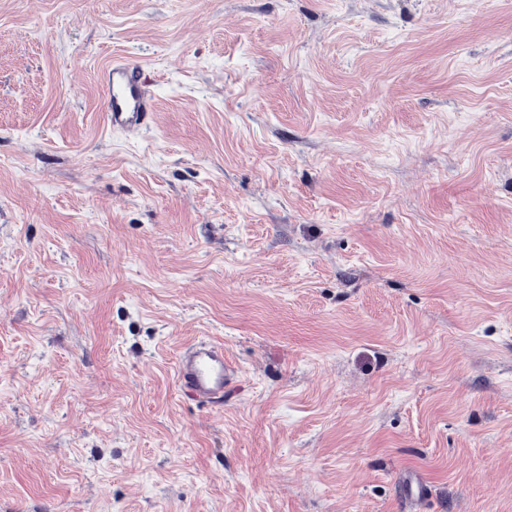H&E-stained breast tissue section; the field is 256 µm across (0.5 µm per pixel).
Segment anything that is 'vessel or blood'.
Listing matches in <instances>:
<instances>
[{
  "instance_id": "b4317fda",
  "label": "vessel or blood",
  "mask_w": 512,
  "mask_h": 512,
  "mask_svg": "<svg viewBox=\"0 0 512 512\" xmlns=\"http://www.w3.org/2000/svg\"><path fill=\"white\" fill-rule=\"evenodd\" d=\"M109 102L107 120L111 127L138 131L147 124L148 103L141 90L137 70L115 59L102 69ZM238 375L224 356L223 346L199 343L188 348L176 365L180 389L202 401L223 396L226 386Z\"/></svg>"
}]
</instances>
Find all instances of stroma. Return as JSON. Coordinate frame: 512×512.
I'll return each mask as SVG.
<instances>
[{"label": "stroma", "mask_w": 512, "mask_h": 512, "mask_svg": "<svg viewBox=\"0 0 512 512\" xmlns=\"http://www.w3.org/2000/svg\"><path fill=\"white\" fill-rule=\"evenodd\" d=\"M0 512H512V0H0ZM102 73L109 102V125L124 131H140L147 126L150 112L137 70L127 62L112 59ZM180 389L201 401L224 396V388L238 376V370L224 358V347L199 343L188 348L176 365Z\"/></svg>", "instance_id": "stroma-1"}]
</instances>
